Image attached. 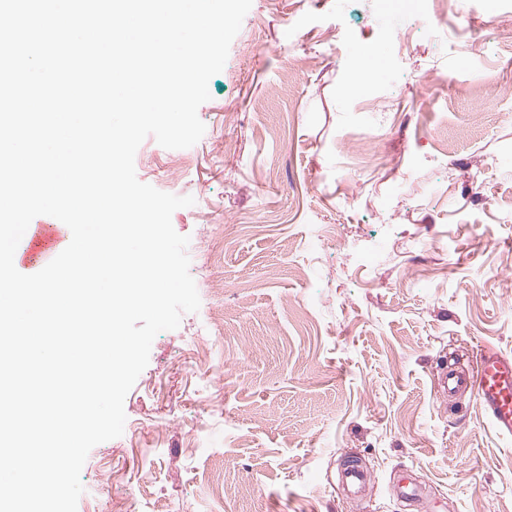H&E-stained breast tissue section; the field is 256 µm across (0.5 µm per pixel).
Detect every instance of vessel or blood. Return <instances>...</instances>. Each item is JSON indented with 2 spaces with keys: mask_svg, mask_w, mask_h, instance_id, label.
<instances>
[{
  "mask_svg": "<svg viewBox=\"0 0 512 512\" xmlns=\"http://www.w3.org/2000/svg\"><path fill=\"white\" fill-rule=\"evenodd\" d=\"M33 247L19 256L17 263L24 267H41L47 254L65 249L69 243L60 226L39 224L32 229ZM441 394L456 396L470 394L485 411L496 433L512 439V356L490 346L481 347L470 366L441 367L438 375ZM373 473L360 466L343 470L341 487L349 500H357L360 492L374 483Z\"/></svg>",
  "mask_w": 512,
  "mask_h": 512,
  "instance_id": "1",
  "label": "vessel or blood"
}]
</instances>
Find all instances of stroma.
Masks as SVG:
<instances>
[{
	"label": "stroma",
	"instance_id": "stroma-1",
	"mask_svg": "<svg viewBox=\"0 0 512 512\" xmlns=\"http://www.w3.org/2000/svg\"><path fill=\"white\" fill-rule=\"evenodd\" d=\"M410 2L253 0L203 137L138 148L139 181L194 199L200 308L155 337L77 512H415L406 467L434 512H512V440L436 377L512 355V0ZM375 482L373 473L365 470L362 466H352L343 470L341 475V487L345 496L355 501L359 493L369 484Z\"/></svg>",
	"mask_w": 512,
	"mask_h": 512
}]
</instances>
